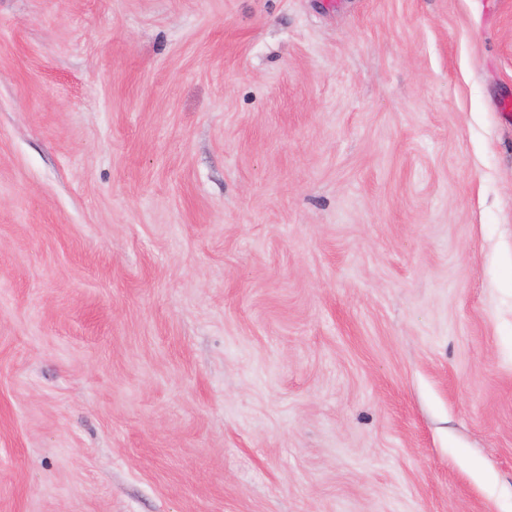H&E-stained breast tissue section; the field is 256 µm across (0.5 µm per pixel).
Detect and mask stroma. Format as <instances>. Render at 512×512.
Returning a JSON list of instances; mask_svg holds the SVG:
<instances>
[{
	"label": "stroma",
	"mask_w": 512,
	"mask_h": 512,
	"mask_svg": "<svg viewBox=\"0 0 512 512\" xmlns=\"http://www.w3.org/2000/svg\"><path fill=\"white\" fill-rule=\"evenodd\" d=\"M512 0H0V512H512Z\"/></svg>",
	"instance_id": "stroma-1"
}]
</instances>
